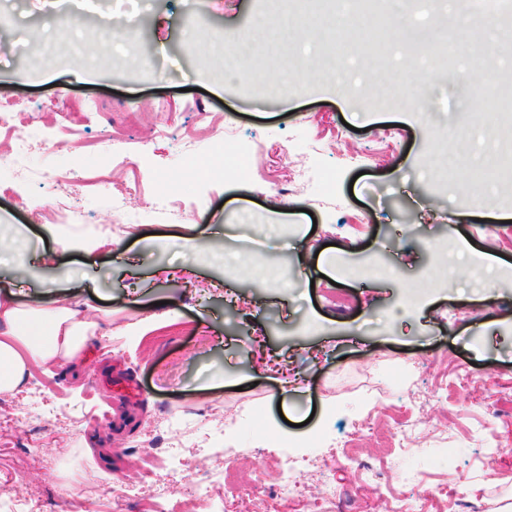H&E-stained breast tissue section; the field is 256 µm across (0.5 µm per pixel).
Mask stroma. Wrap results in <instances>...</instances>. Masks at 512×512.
<instances>
[{
  "instance_id": "obj_1",
  "label": "stroma",
  "mask_w": 512,
  "mask_h": 512,
  "mask_svg": "<svg viewBox=\"0 0 512 512\" xmlns=\"http://www.w3.org/2000/svg\"><path fill=\"white\" fill-rule=\"evenodd\" d=\"M287 8L301 17L292 40L254 41L222 82L210 72L225 36L280 23L262 0H145L136 34L148 64L129 80L68 62L91 28L99 59L125 53L120 13L107 26L56 0L0 10V106L41 134L24 156L0 141V287L47 309L90 297L112 312L111 337L92 338L75 367L33 369L18 394H0L9 512L33 503L66 512L58 483L70 476L96 479L90 494L111 500L113 476L140 475L139 443L168 417L182 434L164 444L191 477L224 465L258 477L252 497L226 499L224 512H252L256 499L267 512H322L329 482H355L336 444L368 416L388 428L404 417L421 447L408 459L368 439L361 458L376 486L356 512H387L380 488L405 471L443 505L481 494L489 477L512 484V205H500L498 182L473 173L496 163L512 177L493 133L512 103L487 111L497 79L482 93L462 80L493 50L496 15L480 6L449 41L433 0H413L404 17L357 0ZM31 26L43 33L35 51ZM408 54L423 99L377 101ZM65 116L78 134L63 145ZM444 133L461 155L442 157ZM165 185L184 210L149 209ZM62 198L78 224L52 226ZM120 213L131 219L111 250L60 245ZM366 262L393 277L350 274ZM148 316L151 328L128 341L124 325ZM463 361L496 384L493 442L483 391L436 389ZM21 409L45 426L11 427ZM278 450L304 461L290 500L276 480ZM330 456L335 468L316 473Z\"/></svg>"
}]
</instances>
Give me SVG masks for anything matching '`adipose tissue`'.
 <instances>
[{"label":"adipose tissue","instance_id":"ef3b65f1","mask_svg":"<svg viewBox=\"0 0 512 512\" xmlns=\"http://www.w3.org/2000/svg\"><path fill=\"white\" fill-rule=\"evenodd\" d=\"M111 322L108 313L101 321L87 320L77 303L62 301L47 310L22 301L16 292L0 294V393L21 387L31 366L75 362L95 332Z\"/></svg>","mask_w":512,"mask_h":512}]
</instances>
